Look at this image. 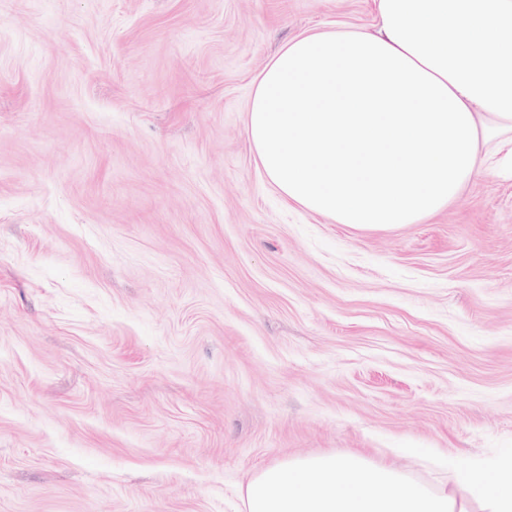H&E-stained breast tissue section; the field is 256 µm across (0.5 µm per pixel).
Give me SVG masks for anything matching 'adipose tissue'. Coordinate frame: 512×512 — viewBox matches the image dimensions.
Returning a JSON list of instances; mask_svg holds the SVG:
<instances>
[{
  "label": "adipose tissue",
  "instance_id": "1",
  "mask_svg": "<svg viewBox=\"0 0 512 512\" xmlns=\"http://www.w3.org/2000/svg\"><path fill=\"white\" fill-rule=\"evenodd\" d=\"M373 30L286 42L246 135L284 202L412 224L512 170V0H375Z\"/></svg>",
  "mask_w": 512,
  "mask_h": 512
}]
</instances>
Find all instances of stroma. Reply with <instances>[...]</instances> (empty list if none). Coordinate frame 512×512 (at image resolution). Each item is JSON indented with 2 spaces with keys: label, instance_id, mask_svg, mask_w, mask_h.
<instances>
[{
  "label": "stroma",
  "instance_id": "1",
  "mask_svg": "<svg viewBox=\"0 0 512 512\" xmlns=\"http://www.w3.org/2000/svg\"><path fill=\"white\" fill-rule=\"evenodd\" d=\"M373 0H0V512H244L286 458L512 440V178L287 205L253 81Z\"/></svg>",
  "mask_w": 512,
  "mask_h": 512
}]
</instances>
